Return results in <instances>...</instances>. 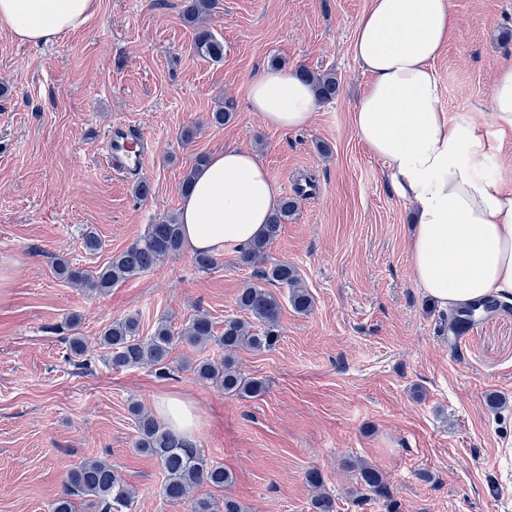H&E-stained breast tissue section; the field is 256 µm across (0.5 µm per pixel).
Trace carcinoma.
<instances>
[{"label": "carcinoma", "mask_w": 512, "mask_h": 512, "mask_svg": "<svg viewBox=\"0 0 512 512\" xmlns=\"http://www.w3.org/2000/svg\"><path fill=\"white\" fill-rule=\"evenodd\" d=\"M214 8V0H188L184 10L186 21L193 28L195 51L218 62L224 58V42L207 23V16ZM301 80L312 86L318 98L330 101L339 93V82L332 71L315 72L297 70ZM296 202L284 197L272 211L264 235L253 243L235 249L237 263L254 266L263 258L270 245L281 233L283 224L293 215ZM183 249V240L177 216L169 215L155 224H149L144 233L129 246L113 254L107 264L93 270L76 267L58 258L53 265L55 275L75 288L88 293L104 294L126 280L153 269ZM259 279L288 289V302L298 313L312 307V296L303 288L297 269L288 263H275L260 271ZM236 305L245 318L224 320V331L215 335L214 321L201 313L193 317L180 332L172 330L168 321L160 320L154 331L142 334L140 320L135 315L118 319L105 326L97 341L107 350V361L116 368L150 364L160 378L170 376L169 358L178 344L204 345L215 341L224 349V357L216 361L206 359L194 366L197 377L207 380L224 390V395L241 399L261 396L265 383L245 377L238 370L235 353L241 348L263 351L279 339L281 299L254 283H247L236 297ZM67 362L84 371L92 370L93 362L87 354V342L82 336H65ZM139 433L136 448L139 452L157 459L165 474L163 493L174 503L189 504V512H244V507L232 498L222 504L204 497H191L192 491L208 484L221 488L231 481V474L224 467L214 464L202 454L196 443L184 437L152 413L139 405L130 407ZM360 485L369 498L385 499L389 490L382 473L373 467L358 466ZM84 500L91 512H130L134 491L123 481L112 466L104 460L91 459L71 470L65 480L64 490L51 505V512H75L73 498Z\"/></svg>", "instance_id": "obj_1"}]
</instances>
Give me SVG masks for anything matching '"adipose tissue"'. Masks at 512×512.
I'll list each match as a JSON object with an SVG mask.
<instances>
[{"label": "adipose tissue", "instance_id": "1", "mask_svg": "<svg viewBox=\"0 0 512 512\" xmlns=\"http://www.w3.org/2000/svg\"><path fill=\"white\" fill-rule=\"evenodd\" d=\"M97 0H0V27L28 44L55 42L95 13ZM451 0H370L353 54L368 83L352 114L358 138L382 159L414 208L409 253L415 281L450 309L495 297L512 300V188L483 169L494 137L512 133V61L499 69L487 123L450 116L435 60L448 45ZM249 104L268 126H307L319 102L296 75L254 79ZM279 186L250 150L227 148L196 171L180 222L189 251L215 255L260 238ZM156 411L191 435L196 403L166 395Z\"/></svg>", "mask_w": 512, "mask_h": 512}]
</instances>
